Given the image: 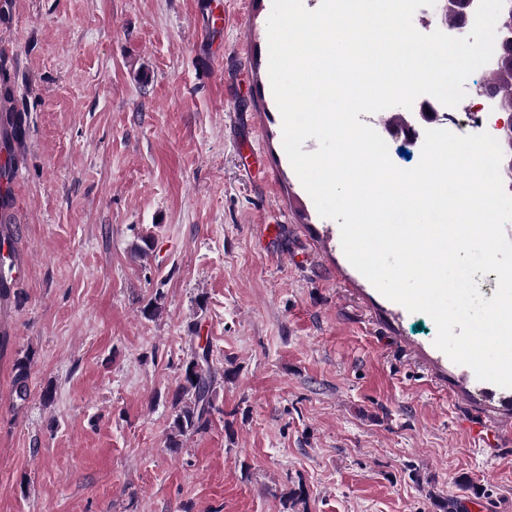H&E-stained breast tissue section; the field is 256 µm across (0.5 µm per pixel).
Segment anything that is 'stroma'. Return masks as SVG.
Wrapping results in <instances>:
<instances>
[{
    "instance_id": "1",
    "label": "stroma",
    "mask_w": 512,
    "mask_h": 512,
    "mask_svg": "<svg viewBox=\"0 0 512 512\" xmlns=\"http://www.w3.org/2000/svg\"><path fill=\"white\" fill-rule=\"evenodd\" d=\"M271 10L0 0V227L29 260L0 322V512H512V439L477 447L409 352L432 318L394 319L327 242L283 148ZM195 331L233 375L174 454ZM14 396L23 405L27 402L30 392L28 380L30 376V361L27 357L18 358L14 365Z\"/></svg>"
}]
</instances>
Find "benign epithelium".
<instances>
[{
  "label": "benign epithelium",
  "instance_id": "obj_1",
  "mask_svg": "<svg viewBox=\"0 0 512 512\" xmlns=\"http://www.w3.org/2000/svg\"><path fill=\"white\" fill-rule=\"evenodd\" d=\"M478 0H436L433 6L437 24L454 38L467 36L474 24ZM496 55L492 65L483 71L476 92L490 100L496 111L508 118L496 124L503 151L506 173L512 172V0H504L496 22Z\"/></svg>",
  "mask_w": 512,
  "mask_h": 512
}]
</instances>
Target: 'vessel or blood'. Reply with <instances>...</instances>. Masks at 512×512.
<instances>
[{"label": "vessel or blood", "instance_id": "obj_1", "mask_svg": "<svg viewBox=\"0 0 512 512\" xmlns=\"http://www.w3.org/2000/svg\"><path fill=\"white\" fill-rule=\"evenodd\" d=\"M414 352L425 360L433 388L447 393L454 400L459 395H467L478 402L484 415H487V423L470 421L466 424L469 435L478 446L501 441L503 427L512 424V388L478 380L470 367L452 362L433 343L416 346ZM450 373L456 376L457 386H449L446 376Z\"/></svg>", "mask_w": 512, "mask_h": 512}]
</instances>
